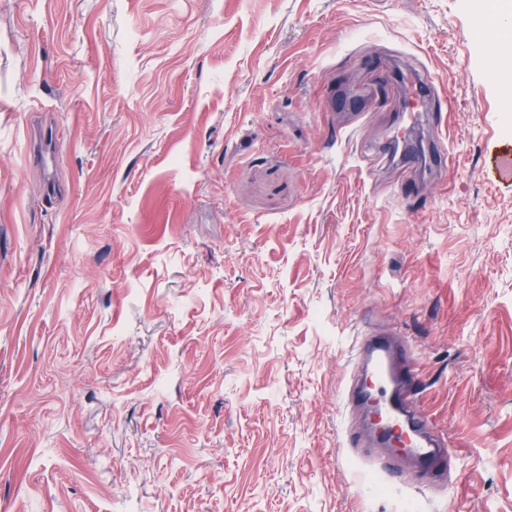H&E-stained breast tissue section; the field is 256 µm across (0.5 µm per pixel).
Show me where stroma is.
<instances>
[{"instance_id":"1","label":"stroma","mask_w":512,"mask_h":512,"mask_svg":"<svg viewBox=\"0 0 512 512\" xmlns=\"http://www.w3.org/2000/svg\"><path fill=\"white\" fill-rule=\"evenodd\" d=\"M476 2L0 0V512H512V76ZM412 71L449 175L390 154ZM392 331L447 490L347 444Z\"/></svg>"}]
</instances>
